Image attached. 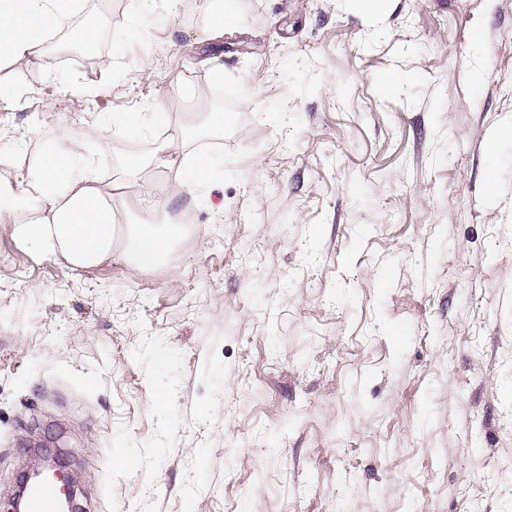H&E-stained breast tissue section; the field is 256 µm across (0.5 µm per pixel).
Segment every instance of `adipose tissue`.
Returning a JSON list of instances; mask_svg holds the SVG:
<instances>
[{"instance_id":"adipose-tissue-1","label":"adipose tissue","mask_w":512,"mask_h":512,"mask_svg":"<svg viewBox=\"0 0 512 512\" xmlns=\"http://www.w3.org/2000/svg\"><path fill=\"white\" fill-rule=\"evenodd\" d=\"M76 5L77 0H0V64L42 61L49 35L67 25ZM31 164L33 171L20 193L0 183V209L17 214L18 236L42 253L61 254L84 269L119 255L145 272L162 266L183 234L182 225L171 222L146 219L125 225L122 184L107 186L87 176L75 149L48 143ZM213 165L206 153L175 158L161 148L150 159L126 162L130 178H140L152 166L175 168L195 186L208 180Z\"/></svg>"}]
</instances>
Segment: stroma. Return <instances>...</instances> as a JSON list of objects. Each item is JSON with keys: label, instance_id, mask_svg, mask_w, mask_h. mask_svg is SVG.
Returning <instances> with one entry per match:
<instances>
[{"label": "stroma", "instance_id": "obj_1", "mask_svg": "<svg viewBox=\"0 0 512 512\" xmlns=\"http://www.w3.org/2000/svg\"><path fill=\"white\" fill-rule=\"evenodd\" d=\"M100 5L103 77L0 65V178L49 139L102 182L163 143L217 169L130 183L128 223L193 216L149 272L0 218V512L41 440L75 512H512V0H235L212 40L211 0Z\"/></svg>", "mask_w": 512, "mask_h": 512}]
</instances>
